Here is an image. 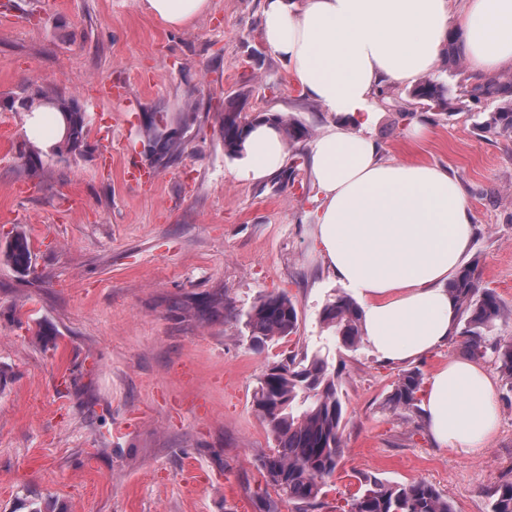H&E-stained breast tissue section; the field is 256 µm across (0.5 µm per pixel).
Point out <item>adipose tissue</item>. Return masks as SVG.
<instances>
[{"mask_svg": "<svg viewBox=\"0 0 512 512\" xmlns=\"http://www.w3.org/2000/svg\"><path fill=\"white\" fill-rule=\"evenodd\" d=\"M181 29L211 0H143ZM456 27L478 76L512 66V0H266L263 36L296 84L335 121L309 146L321 194L316 242L343 288L360 303L363 340L380 362H414L453 338L449 292L472 237V211L448 167L384 158L368 136L384 84L433 70ZM285 145L254 127L235 174L261 179L282 165ZM419 408L431 440L471 456L495 436L496 388L475 360L451 359L428 376Z\"/></svg>", "mask_w": 512, "mask_h": 512, "instance_id": "ef3b65f1", "label": "adipose tissue"}]
</instances>
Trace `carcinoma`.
<instances>
[{"instance_id":"cac0c4a2","label":"carcinoma","mask_w":512,"mask_h":512,"mask_svg":"<svg viewBox=\"0 0 512 512\" xmlns=\"http://www.w3.org/2000/svg\"><path fill=\"white\" fill-rule=\"evenodd\" d=\"M411 97L422 108L434 112L455 113L467 104L497 98L500 106L490 113L482 126L497 134H512V79L475 84L455 95L448 86L433 79H423L413 86ZM31 112L45 107L59 112L63 130L50 147L54 155L75 153L84 146L87 115L77 100L54 89L37 88L21 101ZM266 123L300 140L308 130L277 113H262L248 120L241 116L234 102L224 109V152L239 156L254 125ZM152 141L165 156L176 151L173 136L152 129ZM3 257L17 273L33 271V248L29 236L17 231L9 238ZM477 265L463 266L450 282V293L458 305L457 336L472 358H494L495 369L512 381V341L491 335L495 322L506 315L495 294L478 287ZM324 327L333 330L336 343L355 350L362 340L360 309L348 295L338 293L328 299L320 313ZM298 315L293 302L284 294L260 297L246 314V327L252 344L261 348L272 341L284 340L297 332ZM330 347L323 344L312 352L288 356L270 366L262 375L255 392V408L267 423L276 449L259 459L266 483L277 498L260 502V512H279L278 499L288 498L296 512H321L325 507L324 488L344 455L342 439L343 402L338 375L329 361ZM423 375L419 369L404 371L393 383L385 399L393 413L411 410L418 402ZM342 512H453L452 505L435 487L423 482L395 483L375 477L357 478L355 491ZM490 512H512V482L496 487Z\"/></svg>"}]
</instances>
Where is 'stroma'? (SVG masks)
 <instances>
[{
  "label": "stroma",
  "mask_w": 512,
  "mask_h": 512,
  "mask_svg": "<svg viewBox=\"0 0 512 512\" xmlns=\"http://www.w3.org/2000/svg\"><path fill=\"white\" fill-rule=\"evenodd\" d=\"M0 20V246L29 235L33 273L0 260V512H258L269 493L261 455L274 437L257 414L258 380L273 362L322 343L343 392L344 458L328 505L353 476L435 486L454 512H490L512 481V381L494 373L499 429L484 452L432 445L418 411L384 407L399 367L366 345L333 346L320 322L341 286L316 248L318 190L311 139L331 116L303 96L262 35L264 0H211L170 29L140 0H9ZM124 85L109 99L101 85ZM74 96L89 124L82 151L42 155L33 180L17 152L49 134L28 129L21 98L36 87ZM280 114L308 138L287 141L282 169L237 178L224 152V106ZM370 136L389 158L446 165L473 212L465 263L512 310V136L486 132L477 111H426L389 85ZM430 130L410 144L412 121ZM164 123L180 144L159 160ZM112 138L104 140L101 126ZM111 152L112 166L101 157ZM154 171L129 184L124 162ZM268 293L298 310L290 339L255 351L244 313Z\"/></svg>",
  "instance_id": "stroma-1"
}]
</instances>
